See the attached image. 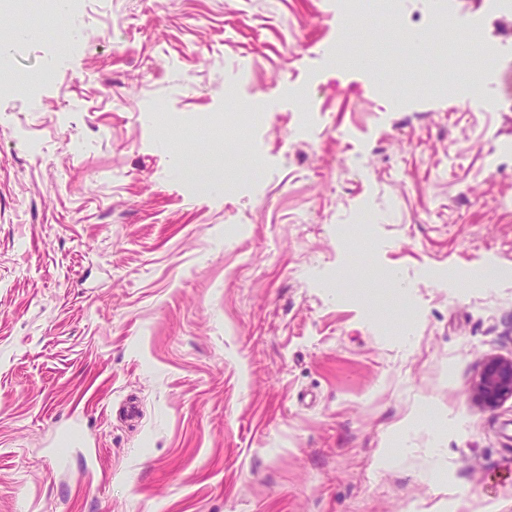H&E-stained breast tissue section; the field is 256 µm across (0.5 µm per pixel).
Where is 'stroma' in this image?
Instances as JSON below:
<instances>
[{
    "instance_id": "35a3bbf8",
    "label": "stroma",
    "mask_w": 512,
    "mask_h": 512,
    "mask_svg": "<svg viewBox=\"0 0 512 512\" xmlns=\"http://www.w3.org/2000/svg\"><path fill=\"white\" fill-rule=\"evenodd\" d=\"M396 9L83 0L10 46L55 78L0 93V512H512V399L471 395L512 358V12ZM402 29L440 50L389 100Z\"/></svg>"
}]
</instances>
